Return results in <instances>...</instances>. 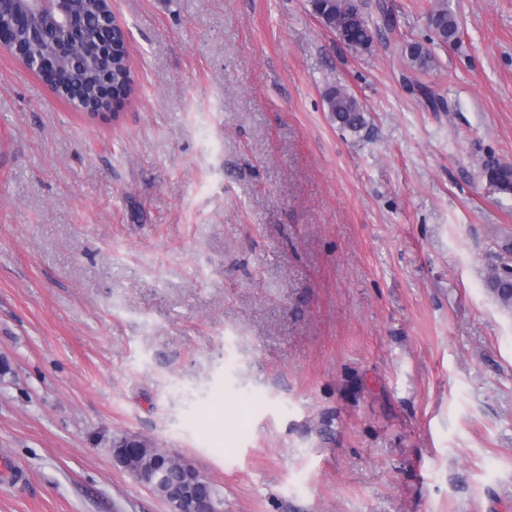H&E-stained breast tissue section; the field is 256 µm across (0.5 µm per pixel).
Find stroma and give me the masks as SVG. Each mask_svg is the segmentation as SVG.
Returning a JSON list of instances; mask_svg holds the SVG:
<instances>
[{"label": "stroma", "instance_id": "stroma-1", "mask_svg": "<svg viewBox=\"0 0 512 512\" xmlns=\"http://www.w3.org/2000/svg\"><path fill=\"white\" fill-rule=\"evenodd\" d=\"M387 3L360 54L308 0H112L117 120L0 50V512H166L125 433L224 512H512V0H448L453 45ZM324 105L330 119L344 130L358 133L368 124L364 106L345 88L333 87L327 90ZM481 175L494 191L512 196V165L495 161L489 167L484 165ZM487 287L502 305L512 307V273L503 272L500 267L493 269ZM138 435L112 440L115 463L166 505L167 512H223L224 502L208 489L209 482L183 457L170 452L152 454Z\"/></svg>", "mask_w": 512, "mask_h": 512}]
</instances>
